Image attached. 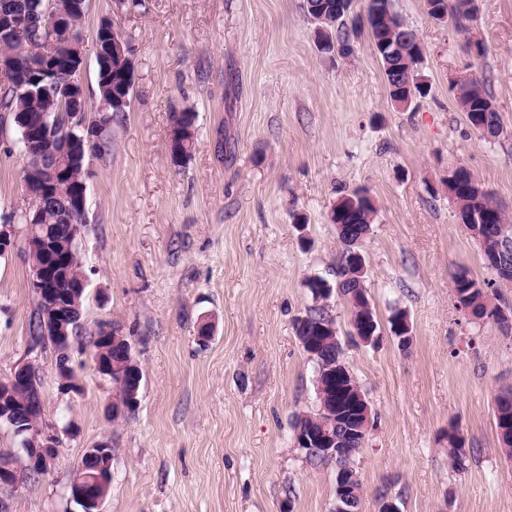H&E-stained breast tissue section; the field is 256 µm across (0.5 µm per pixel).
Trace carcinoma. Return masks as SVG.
Returning a JSON list of instances; mask_svg holds the SVG:
<instances>
[{"label": "carcinoma", "instance_id": "carcinoma-1", "mask_svg": "<svg viewBox=\"0 0 512 512\" xmlns=\"http://www.w3.org/2000/svg\"><path fill=\"white\" fill-rule=\"evenodd\" d=\"M332 6L329 21L324 23L326 30L318 31L317 45L325 53L337 52L346 56L353 52L349 44V34L345 26L347 12L341 9L342 0H326ZM473 0H454L450 10L454 17L455 28L469 32L467 22L474 15L475 8L469 7ZM50 8L68 16L70 29L25 32L21 35H0V55L9 56L16 67L4 71L8 85L4 95L0 97V110L13 115L14 123L20 133V142H28L32 159L38 161L33 174L23 178V190L34 192L46 185L51 194L46 197L37 223L28 229L34 237L45 238L60 247L57 259L45 257L42 247L34 245L27 251L29 264L32 266L49 265L57 271L52 279V286L61 293H68L77 288L84 279L81 255L77 247V237L81 228L87 224L86 208L72 204L75 190L72 185L58 175L61 168L77 165L86 159L89 153L108 146L105 133L112 124V114L125 112L127 108L119 107L114 94L125 95L122 75L126 61L112 53V44L100 37L102 30H97L100 41L98 55V97L101 103L98 118L89 122L90 131L87 135H78L72 130L73 116L68 102L61 95L40 89L35 94L24 93V84L38 82L43 71L55 60L46 57L47 43L54 41L64 43L68 38H80V24L86 11L75 8V0H0V14L23 20V15L35 10ZM367 24L379 51V60L383 67L384 77L392 101H415L428 95V85L419 78V65L422 59L414 58L418 51V37L393 10L392 0H368ZM457 99L467 118L474 112H484L492 103L485 92L482 82L474 77L471 84L457 87ZM197 112L186 107L172 113V131L174 144L169 148L172 162L176 165L186 163L191 157L195 140L190 135L183 139L176 138L177 131L195 128ZM474 183L470 173L461 169L453 173L449 186L454 199L461 211L474 214L485 213L488 218L482 224L470 225V232L475 238H484L487 248L494 253L496 265L512 272V221L509 220L500 205L493 201L492 194L485 191L478 194L471 187ZM377 209L373 200L360 195L354 189L341 195L333 207V222L340 225L341 231L336 233L340 251L336 262V280L339 282V293L348 302L352 292L358 287V280L352 277L355 270L350 268V260L346 259L352 234L356 237L370 231L374 223ZM451 288L457 298L472 307V314L478 318H494V322L505 324L507 320L497 316L499 306L489 300L488 290L474 278L465 275L452 276ZM84 296L77 295L69 304L72 313L71 322L67 325L70 340L78 338V329L82 317ZM331 320L324 307L316 306L305 319L295 323L298 338L317 347L321 363L317 368L326 370L336 365V361L344 358L343 345L340 342L328 343L322 336L320 323ZM326 388L324 396L318 399L315 410L299 414L295 417L293 428L309 439L321 438L328 433L336 434V428L326 423L324 409H333L340 402L339 390L359 386L352 375H341L337 379L323 374ZM499 416L496 427L502 429L500 443L502 451L512 457V394L509 397L499 396L496 399ZM354 446L349 453L333 459L336 466L351 475H358L354 466V457L360 447L354 445V439H348Z\"/></svg>", "mask_w": 512, "mask_h": 512}]
</instances>
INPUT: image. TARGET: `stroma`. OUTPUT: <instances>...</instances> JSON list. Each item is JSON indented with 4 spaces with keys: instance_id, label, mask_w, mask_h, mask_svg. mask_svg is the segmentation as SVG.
I'll list each match as a JSON object with an SVG mask.
<instances>
[{
    "instance_id": "35a3bbf8",
    "label": "stroma",
    "mask_w": 512,
    "mask_h": 512,
    "mask_svg": "<svg viewBox=\"0 0 512 512\" xmlns=\"http://www.w3.org/2000/svg\"><path fill=\"white\" fill-rule=\"evenodd\" d=\"M306 0H146L129 11L89 0L81 35L89 109L99 105L96 33L112 20L134 50V94L110 145L86 161L88 224L78 238L87 281L81 337L65 393L51 345L38 350L44 421L58 452L46 475L0 490L10 512H79L66 487L84 453L112 448L104 512H335V465L294 446L298 413L315 410V364L295 333L313 306L310 277L334 280L329 213L365 188L377 208L363 254L380 325L355 342L340 295L327 311L372 409L355 455L360 512H512V457L494 409L512 392V328L461 311L453 273L495 281L448 195L465 167L512 215V0H477L470 53L426 0H393L423 48L430 93L395 108L368 32L346 58L321 53ZM482 80L503 133L474 131L452 79ZM197 112L190 159L173 164L171 114ZM27 159L0 112V218L26 206ZM307 223L297 229L293 214ZM24 226L0 256V379L26 357L35 307ZM405 311L412 342L390 332ZM215 325L201 343L203 320ZM130 337L143 373L134 413L110 422L111 383L97 372L100 324ZM459 432L461 467L448 462Z\"/></svg>"
}]
</instances>
